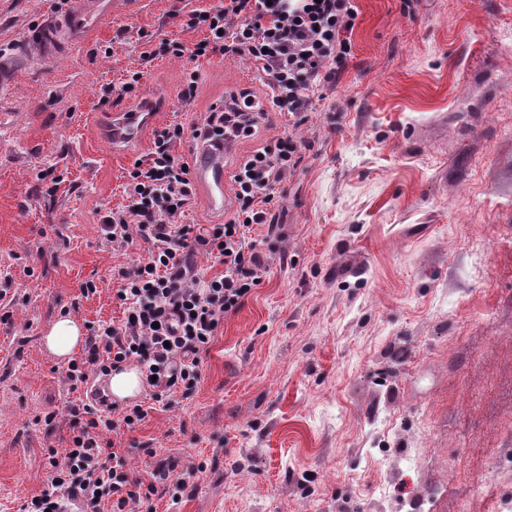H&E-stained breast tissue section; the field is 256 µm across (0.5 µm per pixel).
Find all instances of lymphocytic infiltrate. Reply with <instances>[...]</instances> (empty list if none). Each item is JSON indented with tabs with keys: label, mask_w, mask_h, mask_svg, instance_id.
Instances as JSON below:
<instances>
[{
	"label": "lymphocytic infiltrate",
	"mask_w": 512,
	"mask_h": 512,
	"mask_svg": "<svg viewBox=\"0 0 512 512\" xmlns=\"http://www.w3.org/2000/svg\"><path fill=\"white\" fill-rule=\"evenodd\" d=\"M357 14L355 0H224L215 10L186 11L185 26L206 35L190 49L169 42L167 53L194 60L217 53L252 60L272 91V109L288 113L300 126L316 94L346 69ZM253 103L244 91L192 131L178 123L156 130L148 159L129 173L127 205L109 211L101 222L104 238L114 246L125 248L139 240L147 244V253L113 269L123 318L90 326L84 360L70 361L66 369L72 388L85 384L90 373L106 376L133 360L150 378L154 402L169 407L198 390L209 344L270 271L252 232L267 224L274 188L294 175L307 144L284 133L243 157L233 175L231 216L205 229L179 221L193 197V183L188 163L171 147L187 133L218 147L252 136L262 118ZM199 254L218 258L222 271L205 274L193 261ZM68 414L71 446L64 459L49 457L51 480L21 512H63L70 506L99 512L106 501L112 512H130L132 506L149 503L161 484L181 496L204 469L192 461L176 467L144 443L141 451L156 460L147 484L133 476L124 456L101 448L97 429L141 424L148 415L144 404L113 407L108 417L93 405H73Z\"/></svg>",
	"instance_id": "f902f5d3"
}]
</instances>
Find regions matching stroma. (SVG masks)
<instances>
[{
  "label": "stroma",
  "instance_id": "35a3bbf8",
  "mask_svg": "<svg viewBox=\"0 0 512 512\" xmlns=\"http://www.w3.org/2000/svg\"><path fill=\"white\" fill-rule=\"evenodd\" d=\"M221 4L129 0L0 94V512L38 495L49 451L70 446L82 392L41 338L63 315L120 319L112 270L145 248L113 247L100 224L127 205L155 130H189L244 88L267 96L247 58L158 52L204 38L183 7ZM356 6L349 63L297 130L311 148L274 189L269 274L225 319L191 399L100 434L204 463L154 512H512V0ZM63 8L0 0V54ZM135 72L136 93L107 100ZM152 102L162 112L114 149L112 113ZM288 120L269 111L227 150L226 200L239 158Z\"/></svg>",
  "mask_w": 512,
  "mask_h": 512
}]
</instances>
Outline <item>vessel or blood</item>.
<instances>
[{"instance_id": "1", "label": "vessel or blood", "mask_w": 512, "mask_h": 512, "mask_svg": "<svg viewBox=\"0 0 512 512\" xmlns=\"http://www.w3.org/2000/svg\"><path fill=\"white\" fill-rule=\"evenodd\" d=\"M116 7L115 0H68L67 10L55 24L37 31L31 42V52L46 54L66 43L81 41L91 26L108 20ZM152 110L128 114L117 112L112 116V142L120 144L135 139L139 129L154 119ZM194 178L204 185L213 209L224 208V161L213 147L203 145L194 166Z\"/></svg>"}]
</instances>
